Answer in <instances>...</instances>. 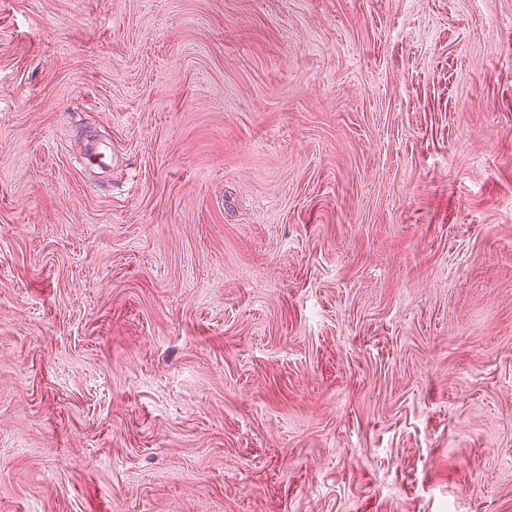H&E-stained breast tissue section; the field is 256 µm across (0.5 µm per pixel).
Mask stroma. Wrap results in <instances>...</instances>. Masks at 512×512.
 <instances>
[{"label": "stroma", "instance_id": "1", "mask_svg": "<svg viewBox=\"0 0 512 512\" xmlns=\"http://www.w3.org/2000/svg\"><path fill=\"white\" fill-rule=\"evenodd\" d=\"M0 512H512V0H0Z\"/></svg>", "mask_w": 512, "mask_h": 512}]
</instances>
